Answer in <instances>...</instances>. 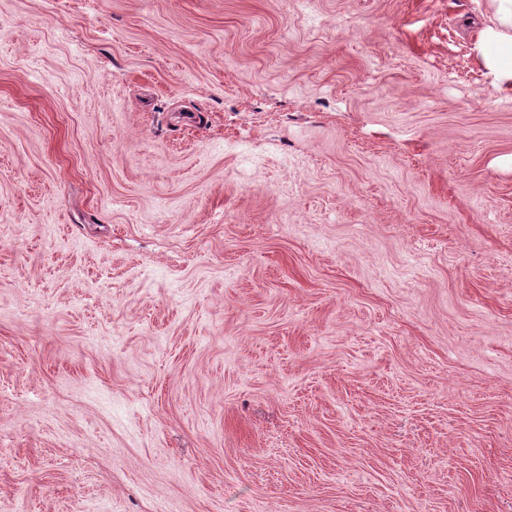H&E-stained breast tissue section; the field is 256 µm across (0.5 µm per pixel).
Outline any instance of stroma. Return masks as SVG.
I'll return each instance as SVG.
<instances>
[{
	"label": "stroma",
	"instance_id": "35a3bbf8",
	"mask_svg": "<svg viewBox=\"0 0 512 512\" xmlns=\"http://www.w3.org/2000/svg\"><path fill=\"white\" fill-rule=\"evenodd\" d=\"M491 0H0V512H512Z\"/></svg>",
	"mask_w": 512,
	"mask_h": 512
}]
</instances>
